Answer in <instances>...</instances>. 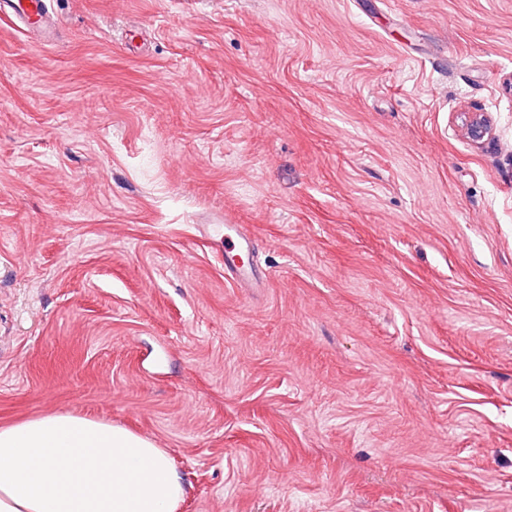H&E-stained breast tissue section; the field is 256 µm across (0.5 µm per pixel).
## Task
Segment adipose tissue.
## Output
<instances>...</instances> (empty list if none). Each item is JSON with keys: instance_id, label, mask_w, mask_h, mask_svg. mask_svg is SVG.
<instances>
[{"instance_id": "obj_1", "label": "adipose tissue", "mask_w": 512, "mask_h": 512, "mask_svg": "<svg viewBox=\"0 0 512 512\" xmlns=\"http://www.w3.org/2000/svg\"><path fill=\"white\" fill-rule=\"evenodd\" d=\"M185 489L165 449L67 414L0 427V512H179Z\"/></svg>"}]
</instances>
